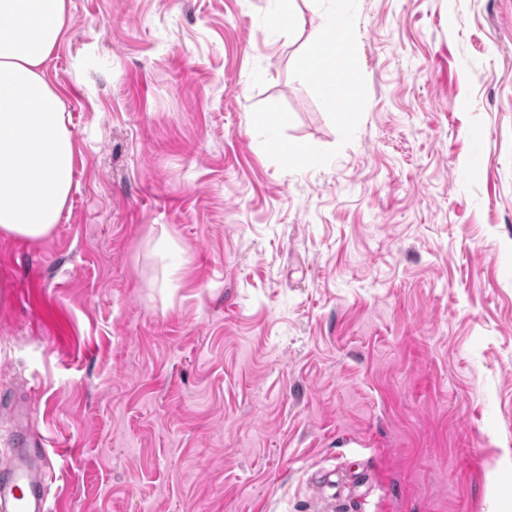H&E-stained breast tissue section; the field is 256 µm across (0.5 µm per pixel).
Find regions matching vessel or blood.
I'll return each instance as SVG.
<instances>
[{
    "label": "vessel or blood",
    "instance_id": "b4317fda",
    "mask_svg": "<svg viewBox=\"0 0 512 512\" xmlns=\"http://www.w3.org/2000/svg\"><path fill=\"white\" fill-rule=\"evenodd\" d=\"M53 473L46 450L30 447L27 436L18 435L9 460L0 464V512H51Z\"/></svg>",
    "mask_w": 512,
    "mask_h": 512
}]
</instances>
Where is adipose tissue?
I'll return each mask as SVG.
<instances>
[{
    "instance_id": "obj_1",
    "label": "adipose tissue",
    "mask_w": 512,
    "mask_h": 512,
    "mask_svg": "<svg viewBox=\"0 0 512 512\" xmlns=\"http://www.w3.org/2000/svg\"><path fill=\"white\" fill-rule=\"evenodd\" d=\"M67 0H0V236L48 237L73 187L75 142L46 63Z\"/></svg>"
}]
</instances>
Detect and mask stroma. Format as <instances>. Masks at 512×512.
I'll use <instances>...</instances> for the list:
<instances>
[{
    "label": "stroma",
    "mask_w": 512,
    "mask_h": 512,
    "mask_svg": "<svg viewBox=\"0 0 512 512\" xmlns=\"http://www.w3.org/2000/svg\"><path fill=\"white\" fill-rule=\"evenodd\" d=\"M293 7L68 0L72 194L0 237L59 512H512V0Z\"/></svg>",
    "instance_id": "35a3bbf8"
}]
</instances>
